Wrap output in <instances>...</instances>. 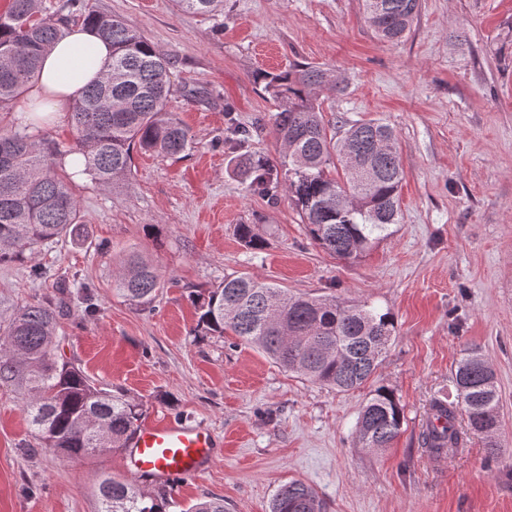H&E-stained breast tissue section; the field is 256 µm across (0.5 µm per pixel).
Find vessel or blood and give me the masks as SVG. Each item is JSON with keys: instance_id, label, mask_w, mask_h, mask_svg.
<instances>
[{"instance_id": "1", "label": "vessel or blood", "mask_w": 512, "mask_h": 512, "mask_svg": "<svg viewBox=\"0 0 512 512\" xmlns=\"http://www.w3.org/2000/svg\"><path fill=\"white\" fill-rule=\"evenodd\" d=\"M219 442L210 431L175 420H148L138 425L124 455L138 478L164 483L190 478L213 462Z\"/></svg>"}]
</instances>
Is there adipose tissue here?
Listing matches in <instances>:
<instances>
[{"mask_svg":"<svg viewBox=\"0 0 512 512\" xmlns=\"http://www.w3.org/2000/svg\"><path fill=\"white\" fill-rule=\"evenodd\" d=\"M111 57V47L87 25L71 26L45 55L38 80L15 108L17 118H24L36 102L55 114L68 111L87 86L106 73Z\"/></svg>","mask_w":512,"mask_h":512,"instance_id":"ef3b65f1","label":"adipose tissue"}]
</instances>
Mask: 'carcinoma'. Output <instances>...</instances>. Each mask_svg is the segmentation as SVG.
<instances>
[{"mask_svg": "<svg viewBox=\"0 0 512 512\" xmlns=\"http://www.w3.org/2000/svg\"><path fill=\"white\" fill-rule=\"evenodd\" d=\"M174 4L185 13L224 9V0ZM363 6L375 34L393 42L410 32L420 0H363ZM65 8L66 15H41L39 0H10L0 13V56L8 58L0 65V111L38 79L44 53L70 22L91 25L112 46L110 71L71 108V144L29 133L50 121L35 112L25 125H0V263L23 256L35 244L82 236L66 157H74L95 184L116 190L127 183L133 151L178 155L194 145L189 130L167 110L172 62L124 21L83 12L76 0H68ZM331 73L306 64L260 74L265 94L277 107L274 127L283 152L275 162L245 152L237 165L249 176L250 191L273 196L284 190L311 238L337 258L355 261L399 223L405 172L389 125L355 122L339 138L329 133L321 96L343 91L330 80ZM249 138L248 128L228 119V143L240 146ZM237 235L248 248L263 247L251 224L237 225ZM113 286L130 304L145 308L163 283L151 261L132 253L121 262ZM191 301L199 311L197 327L221 336L229 330L283 369L339 392L369 381L396 330L388 312L333 295H290L250 277H226ZM62 311L60 302L40 301L0 317V385L23 390L42 447L70 459L90 456L96 448H124L142 415L141 404L98 387L80 368L58 358L54 337ZM454 385L457 401H432L430 414L440 425L426 427L423 445L435 455L457 450L465 435L458 423L462 410L470 430L485 437L490 453H498L497 380L478 349H467L458 361ZM403 421L391 390H371L357 420L360 447H389ZM98 494L101 512H164L162 505L145 501L136 484L111 476L100 480ZM270 512H324V504L311 486L291 480L276 490Z\"/></svg>", "mask_w": 512, "mask_h": 512, "instance_id": "cac0c4a2", "label": "carcinoma"}]
</instances>
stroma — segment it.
I'll list each match as a JSON object with an SVG mask.
<instances>
[{
	"label": "stroma",
	"instance_id": "obj_1",
	"mask_svg": "<svg viewBox=\"0 0 512 512\" xmlns=\"http://www.w3.org/2000/svg\"><path fill=\"white\" fill-rule=\"evenodd\" d=\"M143 32L173 64L168 111L196 145L175 157L134 152L128 188L76 180L87 238L36 246L0 264V310L64 300L58 354L99 387L223 437L195 478L139 482L166 512L219 498L226 512H269L291 480L325 512H512V0H421L410 32L378 39L362 0H224L216 16L172 0H82ZM297 63L345 84L326 119L378 120L395 131L405 179L401 222L347 262L308 236L287 193L249 192L224 143L228 119L252 126L247 148L277 158L276 107L257 76ZM156 234H149L148 225ZM254 225L247 249L236 235ZM165 283L140 310L112 288L130 252ZM50 268L46 279L34 267ZM227 276L294 295L336 296L390 311L396 334L368 386L337 392L290 373L231 334L197 327L193 292ZM478 347L499 388V454L481 436L439 457L421 446L434 398L455 399L454 370ZM404 410L392 446L357 444L371 388ZM133 480L122 450L66 460L41 447L18 391L0 388V512H100L101 475Z\"/></svg>",
	"mask_w": 512,
	"mask_h": 512
}]
</instances>
